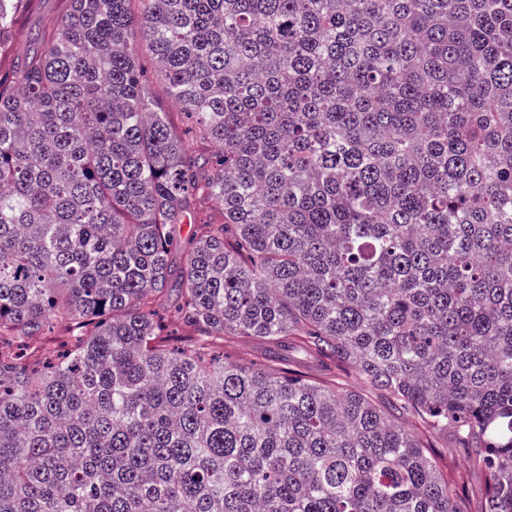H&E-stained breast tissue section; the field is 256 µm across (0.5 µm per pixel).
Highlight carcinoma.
Returning a JSON list of instances; mask_svg holds the SVG:
<instances>
[{"label": "carcinoma", "mask_w": 512, "mask_h": 512, "mask_svg": "<svg viewBox=\"0 0 512 512\" xmlns=\"http://www.w3.org/2000/svg\"><path fill=\"white\" fill-rule=\"evenodd\" d=\"M33 9L0 0V512H460L392 412L226 336L353 370L512 512V0H72L20 58ZM141 61L145 67V70H147L148 75H150V78L152 81L151 87L155 93L156 98L165 106L166 112H171V118H172L174 124L182 132H185V129H186L185 116L182 113L181 109L177 105H175L174 103L169 101L163 85L159 82L158 79H156V75H155L156 65H155L154 61L149 56V54H147L146 52H143L141 54ZM270 348L260 341H247L228 338L224 341V354L232 361H257L265 364H272L265 353H269Z\"/></svg>", "instance_id": "cac0c4a2"}]
</instances>
